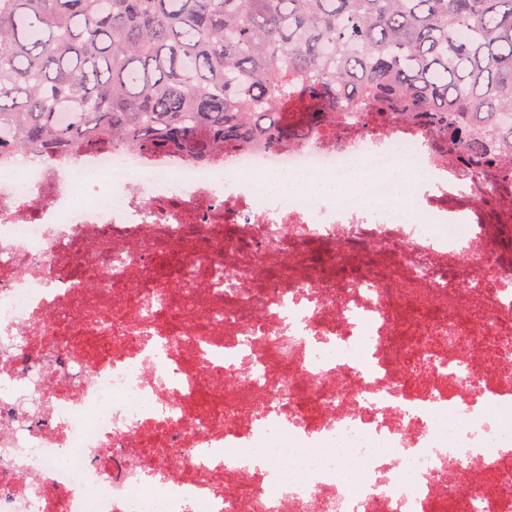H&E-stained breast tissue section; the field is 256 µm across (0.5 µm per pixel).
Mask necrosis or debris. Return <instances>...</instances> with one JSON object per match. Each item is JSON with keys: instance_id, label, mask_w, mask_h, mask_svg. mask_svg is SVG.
Here are the masks:
<instances>
[{"instance_id": "necrosis-or-debris-1", "label": "necrosis or debris", "mask_w": 512, "mask_h": 512, "mask_svg": "<svg viewBox=\"0 0 512 512\" xmlns=\"http://www.w3.org/2000/svg\"><path fill=\"white\" fill-rule=\"evenodd\" d=\"M317 110L0 151V512H512V169ZM341 173L386 209L307 198Z\"/></svg>"}]
</instances>
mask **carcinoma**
I'll use <instances>...</instances> for the list:
<instances>
[{
	"label": "carcinoma",
	"instance_id": "carcinoma-1",
	"mask_svg": "<svg viewBox=\"0 0 512 512\" xmlns=\"http://www.w3.org/2000/svg\"><path fill=\"white\" fill-rule=\"evenodd\" d=\"M302 99L512 164V0H0V145L277 149Z\"/></svg>",
	"mask_w": 512,
	"mask_h": 512
}]
</instances>
